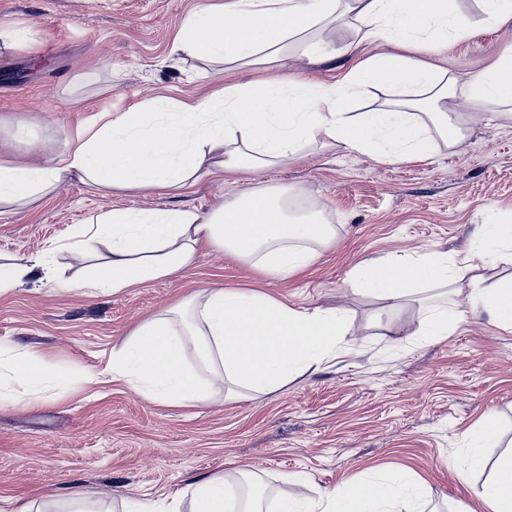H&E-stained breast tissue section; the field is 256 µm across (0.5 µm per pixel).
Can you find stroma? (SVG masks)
Instances as JSON below:
<instances>
[{"label":"stroma","mask_w":512,"mask_h":512,"mask_svg":"<svg viewBox=\"0 0 512 512\" xmlns=\"http://www.w3.org/2000/svg\"><path fill=\"white\" fill-rule=\"evenodd\" d=\"M200 2L0 0V22L41 42L35 55L0 47V115L28 120L21 136L0 129V149L42 161L101 113L259 79L257 71H227L175 51L182 18ZM457 5L474 31L449 38L431 61L463 81L512 47V22L487 29L478 24V0ZM350 64L346 57L315 63L296 52L284 74L334 86ZM448 110L464 122V140L452 148L437 143L423 158L388 163L334 144L261 174L205 176L175 193L94 192L73 176L31 202L0 205V264L48 251L66 279L107 249L94 243L75 255L63 244L77 225L113 208L207 213L246 190L278 185L301 190V204H313L336 227L315 262L285 278L204 246L177 278L114 295L69 291L38 275L0 294V349L38 353L69 378L35 398L0 368V496L32 512H124L131 501L178 497L181 512H190L182 498L189 484L240 468L267 489L263 512L295 492L287 481L295 473L313 495L408 474L428 491L425 512L464 505L490 512L473 488L512 445V330L471 315L446 337L410 344L398 330L416 322V303L392 308L353 283L368 259L468 256L486 210L512 208V108L476 116L452 99ZM212 284L258 290L309 311H342L347 344L323 370L275 392L228 400L217 390L207 406L149 401L113 379L112 352L141 320ZM490 416L500 444L484 449L485 468L463 484L466 433Z\"/></svg>","instance_id":"obj_1"}]
</instances>
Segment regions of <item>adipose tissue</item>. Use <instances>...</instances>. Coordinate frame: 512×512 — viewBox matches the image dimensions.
Wrapping results in <instances>:
<instances>
[{"label":"adipose tissue","mask_w":512,"mask_h":512,"mask_svg":"<svg viewBox=\"0 0 512 512\" xmlns=\"http://www.w3.org/2000/svg\"><path fill=\"white\" fill-rule=\"evenodd\" d=\"M353 20L362 40L390 44V51L354 65L343 81L325 88L308 80L278 77L293 48L321 53L324 30ZM472 30L455 0H206L182 21L176 51L229 68L266 71L267 79L228 85L189 101L157 98L112 116L101 115L67 149L47 162L21 163L0 153V202L26 200L75 175L89 188L179 190L215 171L257 173L297 158L311 146L343 144L388 162L427 155L436 141L457 145L463 126L449 118L448 96L466 99L477 111L512 104V48L492 65L457 84L425 64L449 36ZM397 45L413 56L394 53ZM377 87L414 92L412 104L353 113L349 102ZM289 191L254 189L204 215L194 209L101 212L76 230L74 249L104 241L103 262L85 266L74 287L120 293L175 278L193 263L201 243L233 255L264 274L284 278L309 265L336 227L317 209H291ZM475 246L493 258L512 251V224L489 212ZM456 257L424 252L364 262L355 274L359 291L397 307L418 305L416 328L404 329L418 343L446 336L467 313H486L512 328V277L496 287L461 283ZM53 278L48 257L18 258L0 266V294L29 283L35 271ZM449 290L467 299L449 309L420 286ZM349 330L336 310L309 312L255 290L203 288L189 299L140 323L112 355V376L136 394L170 404H204L214 389L226 396L269 394L306 372H317L336 355ZM194 347L199 367L186 363ZM12 378L37 392L54 375L44 359L11 356ZM296 494L277 500L274 512H389L400 497L424 499L408 478L371 480L309 496L303 476ZM191 512H229L228 480L214 476L188 486ZM479 497L491 512H512V450L500 455Z\"/></svg>","instance_id":"obj_1"}]
</instances>
